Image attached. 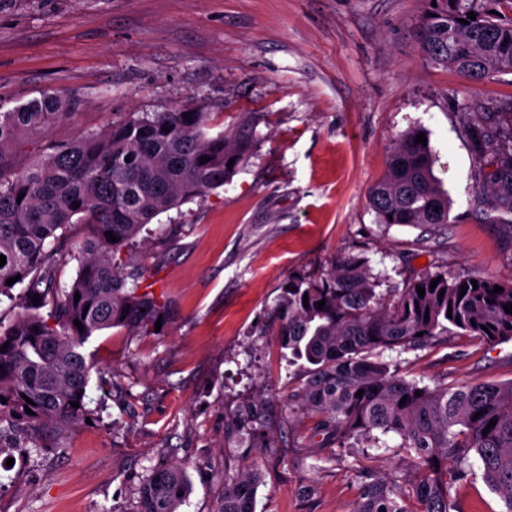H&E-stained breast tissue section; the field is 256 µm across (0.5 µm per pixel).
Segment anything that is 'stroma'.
<instances>
[{
    "label": "stroma",
    "instance_id": "obj_1",
    "mask_svg": "<svg viewBox=\"0 0 512 512\" xmlns=\"http://www.w3.org/2000/svg\"><path fill=\"white\" fill-rule=\"evenodd\" d=\"M430 0H0V112L45 90L79 105L53 140L132 112L181 106L210 132L245 133L251 151L207 196L155 217L124 252L168 320L142 335L114 328L84 346L90 422L59 447L19 449L0 474V512H138L147 471L180 462L192 492L180 512H217L225 472L265 483L255 512H350L361 475L415 472L387 448H339L294 401L308 379L277 330L289 279L364 260L381 297L427 273L512 281V223L476 210L497 157L476 159L465 130L501 131L512 73L480 83L430 61L420 23ZM425 132L452 201L439 226L378 223L370 188L390 151ZM434 386L512 380V340L453 329L380 356ZM111 379L104 396L97 377ZM262 426L237 431L239 411ZM451 488L463 512H504L477 459Z\"/></svg>",
    "mask_w": 512,
    "mask_h": 512
}]
</instances>
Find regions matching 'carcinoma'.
I'll list each match as a JSON object with an SVG mask.
<instances>
[{"mask_svg": "<svg viewBox=\"0 0 512 512\" xmlns=\"http://www.w3.org/2000/svg\"><path fill=\"white\" fill-rule=\"evenodd\" d=\"M511 1L434 0L421 27L427 55L467 80L512 73V17L490 8ZM470 12L476 19L468 18ZM73 106L44 93L0 112V255L6 257L0 296L11 299L20 286L28 302L26 313L0 325V347L9 344L0 352V398L6 399L0 402V423L7 422L0 426V443L18 439L53 448L90 415L85 342L119 327L149 334L167 316L165 305L140 292L138 276L124 275L122 249L158 214L224 186L251 148L242 134L209 135V113L191 107L134 112L71 140L46 139ZM417 134L409 131L395 144L384 178L369 191L381 224L448 223V193L433 173L430 147L416 142ZM468 138L479 159L493 145L480 122L469 126ZM203 156L211 160L202 164ZM482 204L512 215V153L497 161L477 197ZM72 224L87 228L77 274L70 287L54 289L58 246ZM108 231L117 241L109 240ZM437 277L441 281L430 288ZM473 279L426 274L386 302L376 294L365 263L348 258L320 280L298 276L285 285L281 347L311 365L298 400L319 416V427L336 447L377 448L381 437L391 435L399 451L419 461L402 487L378 475L363 476L351 512H409L404 502L410 497L419 502V512H459L448 487L468 477L472 457L512 512V381L430 388L390 371L377 355L424 345L452 328L489 342L512 339V314L504 310L512 305V284L495 293L497 281L478 277L473 286ZM463 284L468 289L462 295ZM419 286L425 288L422 297ZM49 295L52 309L45 319L38 309ZM76 319L83 328L75 326ZM261 484L256 469L225 477L218 512H254ZM191 490L180 465L154 468L140 487L138 512H178Z\"/></svg>", "mask_w": 512, "mask_h": 512, "instance_id": "cac0c4a2", "label": "carcinoma"}]
</instances>
